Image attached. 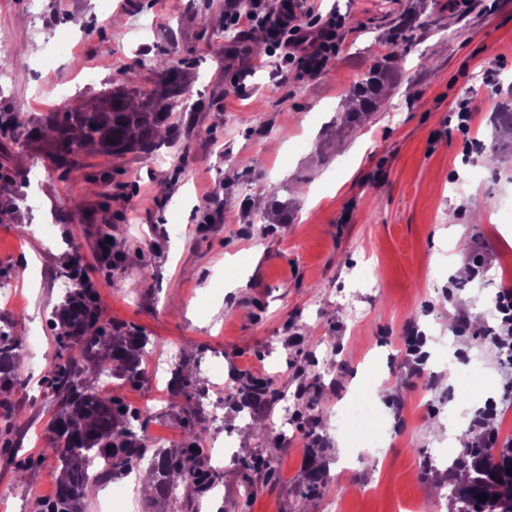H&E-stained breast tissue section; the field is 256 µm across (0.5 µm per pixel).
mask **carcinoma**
<instances>
[{
    "mask_svg": "<svg viewBox=\"0 0 512 512\" xmlns=\"http://www.w3.org/2000/svg\"><path fill=\"white\" fill-rule=\"evenodd\" d=\"M415 18H402L394 29V50L376 60L351 93V110L347 122L377 109L385 83L399 70V46L414 39ZM135 73H128L126 85L105 92L93 108L81 112H51L40 127L30 128L17 115L0 113V133L24 129L26 139L42 136L51 139V160L56 167L69 170L75 155L90 146L121 156L126 153L149 154L157 146L162 127L171 114L183 106L182 95L188 91L185 71L171 61L160 64L153 88L134 86ZM66 275L71 281L59 313L60 325L55 341L57 360L46 375V383L55 397L57 412L50 423L51 444L61 462L53 499L39 497L32 512H84V500L92 485L85 482V465L103 460L108 469L103 481L116 480L127 474L130 462L145 456L147 444L143 432L149 415L132 413L112 394L100 390L87 380V371L98 375L121 377L136 382L143 373L142 363L148 338L134 327L106 328L101 323L98 303L77 257L71 258ZM20 338L11 330L0 329V396H8L18 383L17 360ZM204 379L187 362L178 364L170 382L175 396L191 397ZM236 392L244 398L273 405L279 398L276 382L270 378L253 379L245 374L236 381ZM197 420H185V440L180 448L157 449L156 466L150 471L153 489L162 496L171 481L180 477L187 483L191 512L212 486L221 482L223 473L211 464L209 450L200 444ZM460 456L448 467L449 512H512V440L503 443L497 456L489 450L497 435L483 425L473 424ZM274 457H255L244 467L258 475L253 490L275 479ZM308 490L328 487L321 468L311 461L307 474ZM488 499L479 501V495Z\"/></svg>",
    "mask_w": 512,
    "mask_h": 512,
    "instance_id": "carcinoma-1",
    "label": "carcinoma"
}]
</instances>
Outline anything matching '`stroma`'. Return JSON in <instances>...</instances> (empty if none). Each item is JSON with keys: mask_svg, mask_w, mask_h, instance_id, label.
Returning a JSON list of instances; mask_svg holds the SVG:
<instances>
[{"mask_svg": "<svg viewBox=\"0 0 512 512\" xmlns=\"http://www.w3.org/2000/svg\"><path fill=\"white\" fill-rule=\"evenodd\" d=\"M336 12L344 53L311 78L281 74L265 48L249 57L225 36L224 0H0V32L13 55L0 61V112L41 125L72 102L93 106L133 71L152 86L159 60H189L190 96L148 155L120 157L91 148L70 172L56 169L45 141L0 139L8 175L0 197L18 210L0 222V329L24 331L18 384L0 424L12 421L13 447H0V512H30L35 492L52 497L60 463L50 451L56 404L44 384L57 351L54 313L65 291L64 259L78 255L94 285L104 321L133 325L150 342L146 359L194 356L198 372L224 367L223 389L206 386L222 427L203 417L199 397H175L167 376L138 385L105 381L113 395L144 405L151 446L180 447L183 422L236 437L238 463L224 467L223 493L202 498V512H414L436 501L441 474H424L430 454L448 455L443 425L497 406L491 424L512 439V358L481 340L485 320L449 334L459 316L490 292L512 284V130L496 112L512 103V0H318ZM417 18L416 41L387 86L382 104L358 125L344 126L348 94L372 62L391 52V29ZM113 26H106L105 16ZM80 27H72L74 17ZM498 71L487 83L488 68ZM246 83L238 94L237 83ZM477 105L468 134L449 125L462 99ZM496 146L494 168L468 182L478 154L464 137ZM275 186L269 198L264 186ZM35 227L20 234L16 227ZM116 242L98 246L102 230ZM481 257L479 273L448 270L452 250ZM432 354L431 394L405 350L409 333ZM39 334L38 342L28 337ZM482 370L483 387L467 393L448 349ZM341 353V371L319 363ZM276 378L279 390L317 389L306 427L327 430L324 466L335 472L348 438L338 419L366 366L377 370L374 401L393 436L385 476L358 465L353 489L304 493V433L282 442L276 409L239 410L230 387L248 364ZM274 453L278 475L249 493L241 457ZM37 467L18 473L17 461ZM123 476L129 512H187L184 482L165 497L142 496Z\"/></svg>", "mask_w": 512, "mask_h": 512, "instance_id": "obj_1", "label": "stroma"}]
</instances>
